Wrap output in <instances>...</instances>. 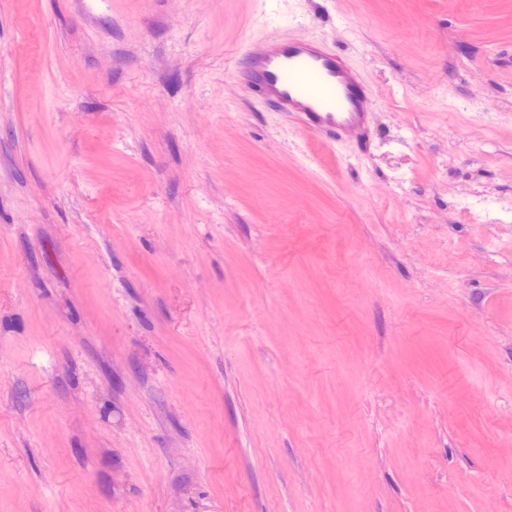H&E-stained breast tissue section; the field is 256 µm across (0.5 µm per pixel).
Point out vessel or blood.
I'll return each mask as SVG.
<instances>
[{
    "mask_svg": "<svg viewBox=\"0 0 512 512\" xmlns=\"http://www.w3.org/2000/svg\"><path fill=\"white\" fill-rule=\"evenodd\" d=\"M240 82L315 135L369 142L373 97L362 76L326 43L269 35L248 51Z\"/></svg>",
    "mask_w": 512,
    "mask_h": 512,
    "instance_id": "vessel-or-blood-1",
    "label": "vessel or blood"
}]
</instances>
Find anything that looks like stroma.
I'll return each instance as SVG.
<instances>
[{
    "instance_id": "35a3bbf8",
    "label": "stroma",
    "mask_w": 512,
    "mask_h": 512,
    "mask_svg": "<svg viewBox=\"0 0 512 512\" xmlns=\"http://www.w3.org/2000/svg\"><path fill=\"white\" fill-rule=\"evenodd\" d=\"M0 512H512V0H0ZM239 81L315 135L370 143L373 97L362 76L331 47L305 36L269 35L250 50Z\"/></svg>"
}]
</instances>
